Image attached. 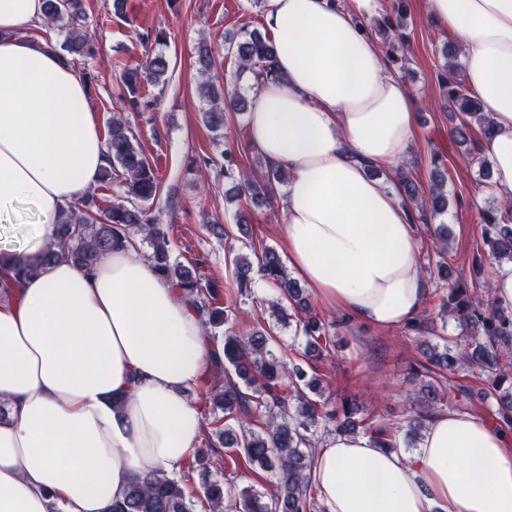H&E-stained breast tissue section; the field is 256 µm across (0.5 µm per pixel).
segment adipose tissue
<instances>
[{"mask_svg": "<svg viewBox=\"0 0 512 512\" xmlns=\"http://www.w3.org/2000/svg\"><path fill=\"white\" fill-rule=\"evenodd\" d=\"M381 0H266L280 81L249 92L251 147L289 174L283 247L324 306L347 321H413L428 292L412 208L371 178L414 136L411 95L364 27ZM462 51L463 76L493 122L496 195L512 201V0H426ZM43 0H0V217L37 224L0 247V276L37 275L0 299V512H110L128 484L170 472L198 447L185 394L214 346L200 318L135 247L93 273L45 265L55 221L106 166L83 79L45 40ZM325 512H512V435L464 410L437 413L414 452L360 434L315 454Z\"/></svg>", "mask_w": 512, "mask_h": 512, "instance_id": "obj_1", "label": "adipose tissue"}]
</instances>
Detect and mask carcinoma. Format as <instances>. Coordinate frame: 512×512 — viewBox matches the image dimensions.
<instances>
[{
	"label": "carcinoma",
	"instance_id": "carcinoma-1",
	"mask_svg": "<svg viewBox=\"0 0 512 512\" xmlns=\"http://www.w3.org/2000/svg\"><path fill=\"white\" fill-rule=\"evenodd\" d=\"M45 24L66 31L60 45L61 57L70 65L77 58L93 59L96 44L88 31V13L82 0H44ZM395 17L380 22L402 40L406 16L405 0H396ZM224 50L234 58L238 71L250 73L258 83L278 81L275 50L271 38L257 30H247L236 38L224 41ZM202 81L200 97L209 105L204 112L206 124L214 131L224 126V111L245 112L246 97L235 94L224 97L215 87L209 71L213 66V48L202 42L196 48ZM444 63L438 79L448 99V109L460 115V123L451 130L463 151L464 161L478 168L482 188L489 195V208L482 214L481 238L491 259L501 265L512 263V220L502 215L506 210L494 192L491 165L484 155L479 139L489 138L493 126L480 102L473 98L460 79L459 50L445 45ZM169 63L162 54L150 55L143 72L131 70L126 76L129 98L125 103L135 110L141 78L155 85L167 82ZM108 166L98 175L101 184H116L121 199L108 207L89 194L64 209L57 220V243L48 249L42 262L48 264L66 260L86 271L92 270L100 258L125 244H135V234L142 233L152 249L150 261L159 276L177 288L198 312L208 337L212 330L224 327V356L214 355L211 364L224 373L222 384L215 389L213 405L224 413L216 419L212 430L219 443L235 450L229 455L233 465H256L272 473L273 483L262 495L244 490L235 494L219 479L202 471L201 494L183 480L164 472L144 475L132 481L124 498L112 505L111 512H192L198 498L210 512H316L311 493V468L317 447L314 432L323 427L329 432L353 433L360 429L379 448H395L397 440L393 424L381 418L378 425H365L357 418L356 404L341 399L337 405L322 398L321 382L308 377L306 367L321 363L335 347L330 325L313 312L309 298L299 284L288 277L280 254L256 242L250 236L248 223L238 220L244 250L227 258L232 266L237 295L251 288L257 273L272 287L281 290V300L269 304L275 325L295 327V335L303 336L305 364L287 366L271 349L274 325L258 324L241 334L230 326V306H219V295L203 282L197 269L171 259L170 225L160 224L147 203L161 190L153 165L135 139L130 126L120 117H112L105 141ZM224 178L233 180V198L245 202L265 203L275 192V186L288 181V174L266 163L257 162L251 170L242 169L234 156L224 152ZM401 190L414 208L429 205L433 215L448 211V191L440 183L432 186L429 199L419 194L418 187L405 177L399 178ZM434 235L441 243L437 252V276L450 278L445 254L448 249V225L439 224ZM35 267L18 263L11 268L8 280L0 282V293L8 296L12 284L31 276ZM482 273L469 283L458 279L451 282L447 298L441 301V316L450 317L460 329L456 336L443 339V345H426V361L412 367V376L420 383L416 418L410 423L414 436L422 422L436 411L448 407L469 410L472 405L471 387L458 381L460 369L468 367L473 377L484 380L489 395L497 402L499 420L512 426V309L496 308L487 299L475 294V289L491 290V283L481 280ZM236 421L233 427L230 421Z\"/></svg>",
	"mask_w": 512,
	"mask_h": 512
}]
</instances>
